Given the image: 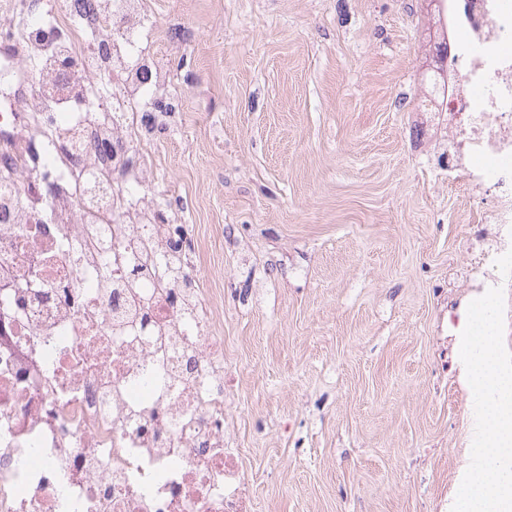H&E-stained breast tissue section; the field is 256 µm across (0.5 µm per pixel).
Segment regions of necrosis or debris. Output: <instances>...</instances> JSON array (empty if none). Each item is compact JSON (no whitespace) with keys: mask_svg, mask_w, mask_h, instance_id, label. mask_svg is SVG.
Segmentation results:
<instances>
[{"mask_svg":"<svg viewBox=\"0 0 512 512\" xmlns=\"http://www.w3.org/2000/svg\"><path fill=\"white\" fill-rule=\"evenodd\" d=\"M449 176L512 287V0H448ZM150 0L0 5V512H252L233 377L142 115L179 101Z\"/></svg>","mask_w":512,"mask_h":512,"instance_id":"1","label":"necrosis or debris"}]
</instances>
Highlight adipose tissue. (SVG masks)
Here are the masks:
<instances>
[{"instance_id":"1","label":"adipose tissue","mask_w":512,"mask_h":512,"mask_svg":"<svg viewBox=\"0 0 512 512\" xmlns=\"http://www.w3.org/2000/svg\"><path fill=\"white\" fill-rule=\"evenodd\" d=\"M466 330L471 337L465 359L474 381L493 395L481 452L497 473L495 480L479 474L460 486L457 512H498L502 503L512 500V376L499 369L493 316L484 315L477 323L467 324Z\"/></svg>"}]
</instances>
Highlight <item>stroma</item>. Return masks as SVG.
<instances>
[{
  "instance_id": "stroma-1",
  "label": "stroma",
  "mask_w": 512,
  "mask_h": 512,
  "mask_svg": "<svg viewBox=\"0 0 512 512\" xmlns=\"http://www.w3.org/2000/svg\"><path fill=\"white\" fill-rule=\"evenodd\" d=\"M151 3L195 34L156 162L224 325L254 512H456L488 468L458 325L495 227L448 183L447 113L419 108L425 0ZM494 316L512 375V288Z\"/></svg>"
}]
</instances>
